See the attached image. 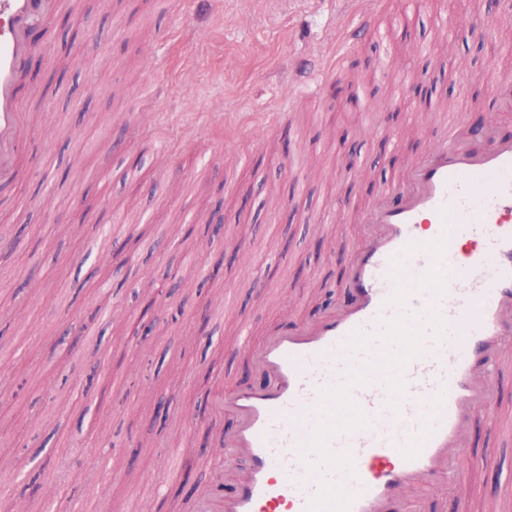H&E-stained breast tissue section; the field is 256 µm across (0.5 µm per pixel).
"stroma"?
I'll return each mask as SVG.
<instances>
[{
	"instance_id": "obj_1",
	"label": "stroma",
	"mask_w": 512,
	"mask_h": 512,
	"mask_svg": "<svg viewBox=\"0 0 512 512\" xmlns=\"http://www.w3.org/2000/svg\"><path fill=\"white\" fill-rule=\"evenodd\" d=\"M374 0H79L32 32L21 92L26 175L0 189V491L12 512H192L216 473L206 391L259 385L237 338L314 319L363 249L355 210L443 134L512 111L489 84L512 78V27H474L497 0H393L382 34L344 46ZM458 27L448 40L445 18ZM341 56L309 94L299 70ZM355 106H346L349 94ZM400 104L397 113L384 103ZM183 282L142 335L129 300L147 276ZM469 426L455 490L422 512H512V370ZM82 464L50 496L64 440Z\"/></svg>"
}]
</instances>
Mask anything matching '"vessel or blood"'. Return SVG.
<instances>
[{"instance_id":"1","label":"vessel or blood","mask_w":512,"mask_h":512,"mask_svg":"<svg viewBox=\"0 0 512 512\" xmlns=\"http://www.w3.org/2000/svg\"><path fill=\"white\" fill-rule=\"evenodd\" d=\"M65 5L0 0V185L22 175L30 30ZM484 141L449 120L358 212L367 244L338 307L256 346L240 336L270 380L216 401L234 425L204 461L219 478L196 512H414L456 483L471 408L512 342V140Z\"/></svg>"}]
</instances>
